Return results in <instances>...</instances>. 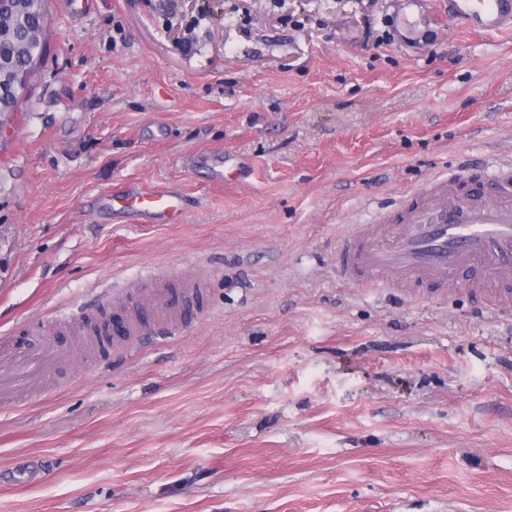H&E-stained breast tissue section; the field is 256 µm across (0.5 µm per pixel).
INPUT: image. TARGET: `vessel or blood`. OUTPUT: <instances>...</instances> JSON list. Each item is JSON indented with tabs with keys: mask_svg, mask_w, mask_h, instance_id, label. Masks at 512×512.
I'll return each instance as SVG.
<instances>
[{
	"mask_svg": "<svg viewBox=\"0 0 512 512\" xmlns=\"http://www.w3.org/2000/svg\"><path fill=\"white\" fill-rule=\"evenodd\" d=\"M460 27L481 34L512 33V0H448ZM104 205L144 221L180 223L184 197L176 190L110 194ZM344 282L393 288H462L495 311L512 307V164L466 181L436 178L409 195L398 212L359 225L336 250ZM198 278H152L136 306L121 305L109 325L89 330L98 351L177 326L187 306L202 298ZM69 362L52 336L0 344V393L34 395L45 374Z\"/></svg>",
	"mask_w": 512,
	"mask_h": 512,
	"instance_id": "1",
	"label": "vessel or blood"
}]
</instances>
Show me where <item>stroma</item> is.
Instances as JSON below:
<instances>
[{
	"label": "stroma",
	"instance_id": "obj_1",
	"mask_svg": "<svg viewBox=\"0 0 512 512\" xmlns=\"http://www.w3.org/2000/svg\"><path fill=\"white\" fill-rule=\"evenodd\" d=\"M46 11L0 127V339L150 271L206 288L175 333L0 398V512H512V315L333 267L431 176L512 162V36L448 0ZM129 184L181 188L183 223L103 210Z\"/></svg>",
	"mask_w": 512,
	"mask_h": 512
}]
</instances>
